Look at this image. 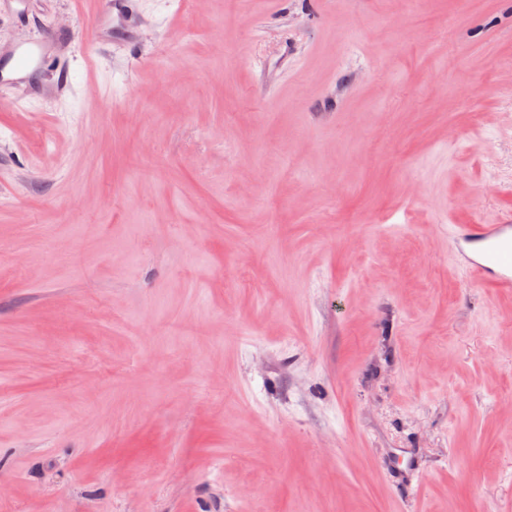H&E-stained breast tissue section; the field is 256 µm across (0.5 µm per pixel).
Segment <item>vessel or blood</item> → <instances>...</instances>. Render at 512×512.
Returning <instances> with one entry per match:
<instances>
[{"mask_svg":"<svg viewBox=\"0 0 512 512\" xmlns=\"http://www.w3.org/2000/svg\"><path fill=\"white\" fill-rule=\"evenodd\" d=\"M451 236L470 279L512 290V224H469L452 229Z\"/></svg>","mask_w":512,"mask_h":512,"instance_id":"b4317fda","label":"vessel or blood"}]
</instances>
